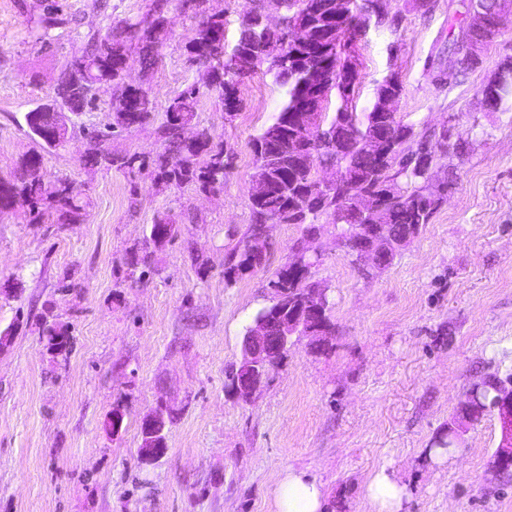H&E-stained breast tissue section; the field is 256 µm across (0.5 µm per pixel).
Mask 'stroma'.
I'll return each mask as SVG.
<instances>
[{
    "label": "stroma",
    "mask_w": 512,
    "mask_h": 512,
    "mask_svg": "<svg viewBox=\"0 0 512 512\" xmlns=\"http://www.w3.org/2000/svg\"><path fill=\"white\" fill-rule=\"evenodd\" d=\"M429 13L392 0V28L352 43L357 109L399 73V117L416 131L448 127L467 141L458 184L430 224L381 269L364 267L320 224L304 239L296 224H270L261 268L227 278V255L251 223V139L285 90L256 71L239 86L234 117L210 93L190 130L209 129L224 148V189L154 186L144 172L86 164L85 130L111 123V91L80 114L66 148L41 152L45 183L68 178L89 205L81 224H32L17 202L0 220V512H275L279 472L306 468L323 482L330 512H372L366 484L380 468L405 484L404 512H512V483L492 469L501 440L486 417L435 464L437 437L480 377L512 369V109L485 112L479 90L512 32L481 68L438 90L427 59L462 20L467 0H433ZM153 0H0V175L38 150L24 115L49 103L67 60L91 35L143 17ZM156 65L133 64L150 92V121L113 136V152L155 157L169 99L203 80L184 44L193 10L171 0ZM170 215L177 236L145 238ZM305 240L318 262L310 281L326 288L336 333L327 350L295 342L273 379L250 401L227 389L241 340L271 303L270 282ZM149 250L152 271L131 276L130 251ZM52 314L69 326L68 352L42 334ZM165 402L174 412L166 455L141 464L139 421ZM121 408L119 434L106 419Z\"/></svg>",
    "instance_id": "obj_1"
}]
</instances>
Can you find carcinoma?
Here are the masks:
<instances>
[{
  "label": "carcinoma",
  "mask_w": 512,
  "mask_h": 512,
  "mask_svg": "<svg viewBox=\"0 0 512 512\" xmlns=\"http://www.w3.org/2000/svg\"><path fill=\"white\" fill-rule=\"evenodd\" d=\"M253 14L243 16L239 35L231 50H226L224 16L207 15L200 0H182L181 7L192 8L199 20L185 44L190 63L199 62L208 69L204 86L215 93L226 112L238 110V86L251 72L266 68L276 83L286 88V99L271 120L251 141L255 172L250 190L251 224L248 232L257 237L266 222L274 218L278 223L298 224L310 232L321 218L331 223L385 224L395 237L402 236L407 226L420 227L431 222L433 215L446 201L448 189L457 184V168L450 164L442 180L422 172L418 159L425 156L461 158L468 147L450 141L448 132L417 136L414 126L405 124L382 109L390 94H400L403 82L397 73L387 75L375 89L368 107L358 112L352 105L350 89L344 86L348 59L343 48L349 36L347 26L355 23L365 30L371 26L391 27L392 21L382 18L376 11V0H354L352 15L347 21L332 17L333 0H282V14L290 22L307 29L311 42L288 43V29L269 27L260 21L262 0H252ZM167 0H155L153 8L137 22L120 21L108 28L105 35L93 36L88 47L74 54L61 71L54 95L62 102V109L80 114L94 97L92 88L107 86L112 90L109 111L112 123L102 130L87 134L86 162L105 170H151L154 181L166 187L181 188L194 184L205 192L224 190V150L213 145V136L205 129L195 140L182 137V128L192 121L197 112L200 88L192 85L168 100L166 121L160 128L163 151L148 161L137 154H115L107 147L114 131L129 129L148 122L153 102L148 92L130 85L125 80V68L131 54H136L142 69L153 68L158 55L157 35L167 24ZM455 60L451 84L476 67L470 62L468 28L459 25L448 32V43L438 52L437 66L444 59ZM489 82L496 87L489 91L486 112H500L512 108V71L494 73ZM336 92V111L326 112L331 92ZM316 113L320 122V136L312 146V164L301 166L288 158V140L298 135L292 116L301 106ZM33 120L26 122L28 134L41 148L56 150L65 142H55L51 111L36 108ZM383 133L388 137L389 156L377 159L365 154V141ZM210 153L211 165L197 166V157ZM42 157L30 154L7 178L0 177V218L13 208L16 199L28 200L29 223L45 224L54 220L58 224L85 222L87 202L74 183L61 178L46 187L41 173ZM332 168L339 174L336 186L321 198L314 190L316 171ZM366 194L381 198V208L365 214L361 199ZM178 225L168 216L156 219L147 243H156L155 237L172 240ZM254 269L245 252L234 250L228 255L225 274L229 277ZM275 277L288 289V304L306 297L310 285L288 287V269L281 268ZM43 332L49 349L63 351L69 341L68 327L44 321ZM496 376L482 380L470 392L480 413L472 415L475 426L494 413ZM456 412L448 423L447 432L441 434L436 445L447 448L459 440Z\"/></svg>",
  "instance_id": "cac0c4a2"
}]
</instances>
